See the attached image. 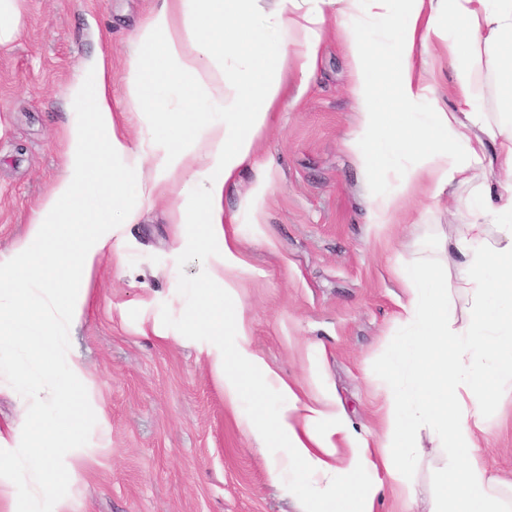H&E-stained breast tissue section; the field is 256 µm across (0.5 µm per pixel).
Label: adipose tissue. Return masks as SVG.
Instances as JSON below:
<instances>
[{
    "instance_id": "ef3b65f1",
    "label": "adipose tissue",
    "mask_w": 512,
    "mask_h": 512,
    "mask_svg": "<svg viewBox=\"0 0 512 512\" xmlns=\"http://www.w3.org/2000/svg\"><path fill=\"white\" fill-rule=\"evenodd\" d=\"M259 15L281 41L300 46L305 82L314 75L328 17L341 18L358 107L345 147L368 177V221L377 233L394 223L407 194L438 198L495 164L508 175L482 184L457 210L449 246L462 259L469 321L449 319L446 278L436 264L397 267L406 298L395 320L411 329L416 349L387 368L374 439L355 433L328 394L300 396L251 349L244 315L224 312L248 270L224 217V191L251 158L283 92L286 59L268 49L254 22ZM378 24L391 33L385 55L368 37ZM440 45L456 71L449 109L424 75ZM489 78L499 89L495 117L480 107ZM175 83L183 100L177 111L161 95ZM125 85L144 123L162 118L171 127L153 150V178L137 177L141 153L112 110L111 65L97 52L65 89L75 107L66 171L13 262L0 267V345L34 351L45 375L41 382L18 375L27 421L0 431V482L24 487L7 512H42L50 486L75 472L83 450L73 433L83 420L88 378L81 358L65 355L63 338L87 310L84 285L102 254L126 225L138 223L140 201L156 195L177 199L178 223L201 228L194 244L207 296L189 319L213 338L206 354L226 400L237 403L248 392L259 401L270 389L282 396L273 427L252 433L263 445L284 438V457L311 475L308 494L320 512H377L388 489L411 506L416 491L407 473L415 433L424 427L446 459L432 512H512V480L487 470L480 447L488 394L512 384V0H274L270 10L265 0H162L138 32ZM198 88L221 107L223 121L203 122L189 107ZM395 159L400 188H378L377 170ZM228 333L235 339L230 352ZM51 403L61 410L48 418L43 409Z\"/></svg>"
}]
</instances>
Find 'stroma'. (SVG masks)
Returning <instances> with one entry per match:
<instances>
[{"label":"stroma","mask_w":512,"mask_h":512,"mask_svg":"<svg viewBox=\"0 0 512 512\" xmlns=\"http://www.w3.org/2000/svg\"><path fill=\"white\" fill-rule=\"evenodd\" d=\"M159 0H21L20 33L0 46V265L9 264L39 205L66 164L67 125L74 110L64 93L84 60L109 46L112 110L144 155L142 177L165 125L146 126L130 106L124 77L137 34ZM295 66L282 73L285 94L256 142L251 163L224 192V212L250 269L227 314L243 311L248 339L279 377L310 395L333 396L361 434L381 428L389 359L410 332L395 321L404 290L394 273L432 259L448 266V314L468 316L459 260L448 241L456 229L458 187L438 199L409 195L407 209L384 238L368 222V182L344 142L357 105L350 62L335 19H328L317 69L301 86ZM270 164L269 189L250 202L256 168ZM176 202H142L117 249L105 253L89 284L83 320L64 351L84 361L106 418L84 414L76 444L85 448L72 479L54 484L69 512H317L308 475L283 468L281 441L257 447L249 425H272L275 391L262 402L224 399L205 350V330L188 319L206 289L192 238L195 225L175 223ZM22 347L0 349V425L20 422L24 397L11 373L36 372ZM491 429L482 457L512 476V387L489 402ZM409 472L412 512H430L443 461L427 429L416 433Z\"/></svg>","instance_id":"stroma-1"}]
</instances>
